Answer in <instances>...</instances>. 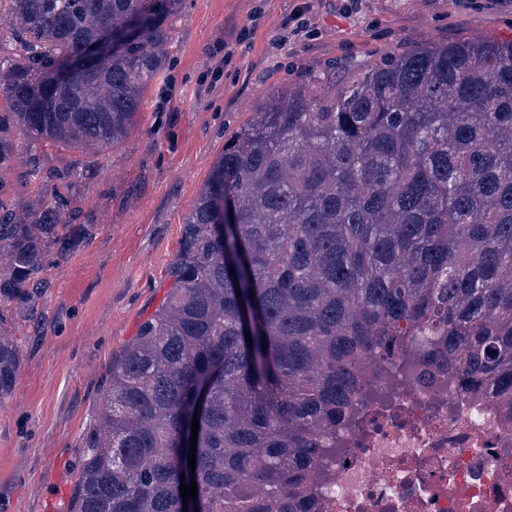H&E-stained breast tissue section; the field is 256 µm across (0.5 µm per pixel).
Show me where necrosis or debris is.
Wrapping results in <instances>:
<instances>
[{
  "label": "necrosis or debris",
  "mask_w": 512,
  "mask_h": 512,
  "mask_svg": "<svg viewBox=\"0 0 512 512\" xmlns=\"http://www.w3.org/2000/svg\"><path fill=\"white\" fill-rule=\"evenodd\" d=\"M392 403L340 428L299 512H512V409L456 391L432 362L373 373Z\"/></svg>",
  "instance_id": "1"
}]
</instances>
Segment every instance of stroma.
<instances>
[{"label": "stroma", "instance_id": "35a3bbf8", "mask_svg": "<svg viewBox=\"0 0 512 512\" xmlns=\"http://www.w3.org/2000/svg\"><path fill=\"white\" fill-rule=\"evenodd\" d=\"M300 9L310 32L294 37ZM172 24L170 64L127 140L88 156L39 149L45 167L95 169L75 195L97 230L47 268L34 307L0 301L22 355L0 400V512H66L112 357L164 302L225 133L289 82L345 80L428 43L512 36V0H359L351 11L344 0H185Z\"/></svg>", "mask_w": 512, "mask_h": 512}]
</instances>
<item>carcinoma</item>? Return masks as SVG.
<instances>
[{"mask_svg":"<svg viewBox=\"0 0 512 512\" xmlns=\"http://www.w3.org/2000/svg\"><path fill=\"white\" fill-rule=\"evenodd\" d=\"M183 2L0 0V171L19 134L86 154L126 140ZM130 21L137 37L73 67ZM72 177L0 199L1 298L34 305L50 260L93 237ZM408 348L460 393L512 397V40L267 93L185 218L166 300L112 358L68 512H296L340 419L388 398L369 367ZM21 363L0 327V400Z\"/></svg>","mask_w":512,"mask_h":512,"instance_id":"obj_1","label":"carcinoma"}]
</instances>
